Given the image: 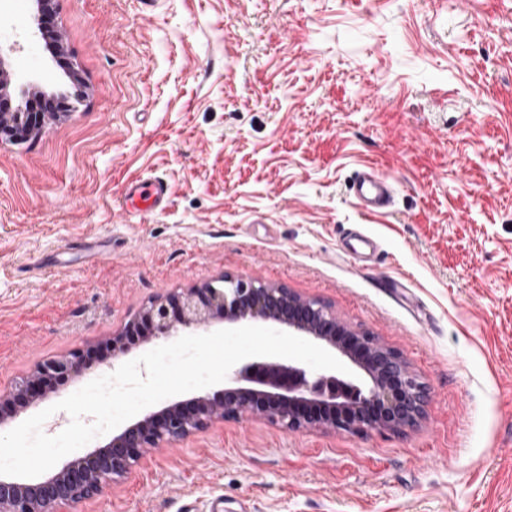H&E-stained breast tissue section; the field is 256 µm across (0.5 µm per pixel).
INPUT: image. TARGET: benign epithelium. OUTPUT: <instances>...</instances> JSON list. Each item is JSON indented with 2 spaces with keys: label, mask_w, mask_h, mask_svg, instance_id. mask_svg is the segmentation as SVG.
I'll return each mask as SVG.
<instances>
[{
  "label": "benign epithelium",
  "mask_w": 512,
  "mask_h": 512,
  "mask_svg": "<svg viewBox=\"0 0 512 512\" xmlns=\"http://www.w3.org/2000/svg\"><path fill=\"white\" fill-rule=\"evenodd\" d=\"M69 105L41 100L39 112H15L0 93V144L40 133ZM218 321L229 326L264 322L334 351L362 376L366 387L330 370L278 357H253L234 365L228 383L213 393L173 401L128 423L104 445L40 478L0 475V512H71L127 477L143 454L162 443L184 440L218 418H263L289 431L303 428L352 433L399 432L423 415L424 388L394 350L368 343L321 303L286 288L245 282L230 275L220 287L207 284L170 292L146 304L112 337V350L125 351L133 338L147 343L181 331L205 335ZM104 364L95 350H77L37 365L25 379L0 390V429L83 372Z\"/></svg>",
  "instance_id": "benign-epithelium-1"
}]
</instances>
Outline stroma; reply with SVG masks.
I'll return each instance as SVG.
<instances>
[{
	"label": "stroma",
	"mask_w": 512,
	"mask_h": 512,
	"mask_svg": "<svg viewBox=\"0 0 512 512\" xmlns=\"http://www.w3.org/2000/svg\"><path fill=\"white\" fill-rule=\"evenodd\" d=\"M0 0L22 82L66 93L0 147V387L228 274L327 305L426 390L398 433L219 419L77 512H512V0ZM391 176L363 212L358 169ZM157 178L165 207L121 210ZM400 283L401 294L378 288Z\"/></svg>",
	"instance_id": "stroma-1"
}]
</instances>
